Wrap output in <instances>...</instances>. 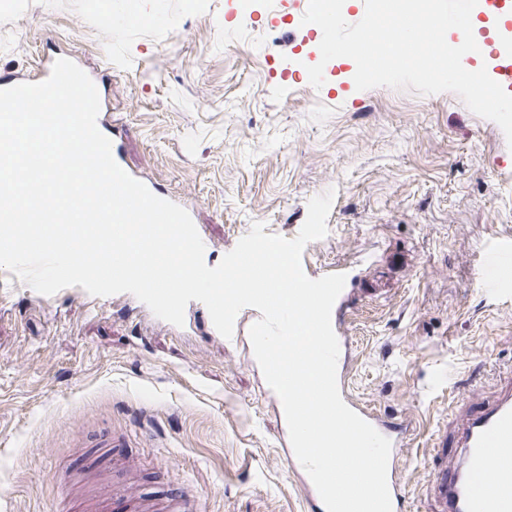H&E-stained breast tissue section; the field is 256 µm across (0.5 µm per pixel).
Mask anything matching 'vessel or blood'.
I'll return each instance as SVG.
<instances>
[{"label":"vessel or blood","instance_id":"b4317fda","mask_svg":"<svg viewBox=\"0 0 512 512\" xmlns=\"http://www.w3.org/2000/svg\"><path fill=\"white\" fill-rule=\"evenodd\" d=\"M99 130L111 141L116 162H123L122 134L107 113H99ZM354 410L381 435L389 439L388 484L393 503H400L399 476L401 423L383 421L372 410L355 405ZM455 461L440 469L434 495L440 512H512V378L491 401L467 406L452 431ZM79 512H190L178 496L146 500L117 493L87 499Z\"/></svg>","mask_w":512,"mask_h":512}]
</instances>
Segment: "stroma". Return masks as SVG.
<instances>
[{
  "label": "stroma",
  "mask_w": 512,
  "mask_h": 512,
  "mask_svg": "<svg viewBox=\"0 0 512 512\" xmlns=\"http://www.w3.org/2000/svg\"><path fill=\"white\" fill-rule=\"evenodd\" d=\"M24 0L0 18V79L61 51L94 71L128 165L195 212L219 264L255 223L288 239L334 190L327 235L306 245L313 279L342 273L346 389L408 423L407 512H438L432 484L464 394L512 376V149L452 92L357 90L355 62L320 63L293 0ZM248 334L212 338L206 307L183 326L132 294L105 305L67 287L0 300V512H64L68 474L121 459L151 497L200 512H317L285 460L283 418Z\"/></svg>",
  "instance_id": "stroma-1"
}]
</instances>
